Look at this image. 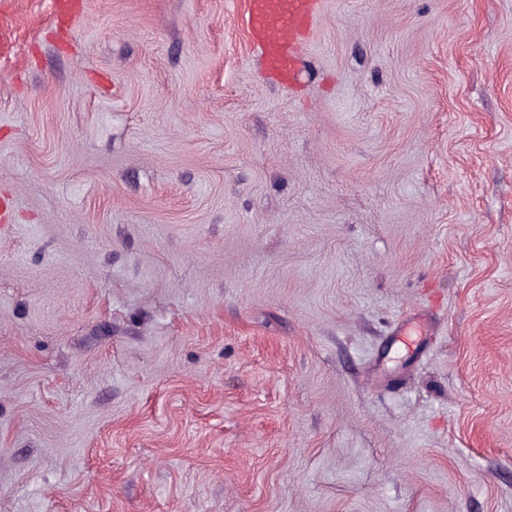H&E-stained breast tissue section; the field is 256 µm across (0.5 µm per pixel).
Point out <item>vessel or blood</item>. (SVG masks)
Returning <instances> with one entry per match:
<instances>
[{"label":"vessel or blood","instance_id":"1","mask_svg":"<svg viewBox=\"0 0 512 512\" xmlns=\"http://www.w3.org/2000/svg\"><path fill=\"white\" fill-rule=\"evenodd\" d=\"M252 47L279 85L294 84L297 57L320 13L321 0H247Z\"/></svg>","mask_w":512,"mask_h":512}]
</instances>
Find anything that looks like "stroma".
Wrapping results in <instances>:
<instances>
[{"instance_id":"35a3bbf8","label":"stroma","mask_w":512,"mask_h":512,"mask_svg":"<svg viewBox=\"0 0 512 512\" xmlns=\"http://www.w3.org/2000/svg\"><path fill=\"white\" fill-rule=\"evenodd\" d=\"M0 0V512H512V0ZM247 4L254 51L273 80L293 87L297 57L320 13L321 0H247Z\"/></svg>"}]
</instances>
